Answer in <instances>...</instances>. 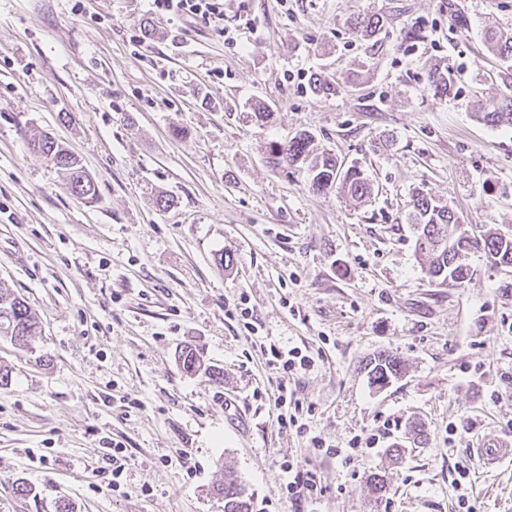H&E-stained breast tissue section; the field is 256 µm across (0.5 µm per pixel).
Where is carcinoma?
Returning <instances> with one entry per match:
<instances>
[{
  "label": "carcinoma",
  "mask_w": 512,
  "mask_h": 512,
  "mask_svg": "<svg viewBox=\"0 0 512 512\" xmlns=\"http://www.w3.org/2000/svg\"><path fill=\"white\" fill-rule=\"evenodd\" d=\"M443 8L448 10V19L457 29H468V18L455 0H447ZM352 26L355 35L369 39L380 33L384 21L379 16H364L354 19ZM483 44L487 56L499 60L504 66L498 69L490 83V89L498 95V102L493 109L478 113V117L492 126L512 128V31L488 28L484 32ZM428 84L433 95L442 98L448 96L453 80L449 73L435 68L428 73ZM309 144L310 137L301 134L279 148L278 154L287 162L296 163L307 152ZM32 147L54 165L68 171L73 196L86 204L98 201L91 177L58 142L47 134H41L33 137ZM310 188L316 193L335 189L356 202L363 201L371 193L370 184L359 167L350 166L342 172L336 158L331 155L323 156L310 180ZM410 223L416 231V252L425 262L429 277L440 285L451 283L461 286L469 277L467 263L455 264L448 259L450 247L464 254L473 247H480L494 264L512 267V236L506 238L495 232L473 239L461 230L459 217L451 209L437 205L433 198L422 192L415 195ZM39 333L37 316L27 302L0 288V336L24 350L30 348L32 339ZM179 360L187 373L211 372L200 353L193 348L181 351ZM366 368L369 384L380 389L404 373L403 362L387 354L373 358ZM215 492L224 498V512H253L252 497L246 493L235 471L224 470V481L216 486Z\"/></svg>",
  "instance_id": "1"
}]
</instances>
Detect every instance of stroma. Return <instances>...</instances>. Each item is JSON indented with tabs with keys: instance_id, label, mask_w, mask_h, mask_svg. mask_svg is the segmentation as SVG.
I'll return each mask as SVG.
<instances>
[{
	"instance_id": "1",
	"label": "stroma",
	"mask_w": 512,
	"mask_h": 512,
	"mask_svg": "<svg viewBox=\"0 0 512 512\" xmlns=\"http://www.w3.org/2000/svg\"><path fill=\"white\" fill-rule=\"evenodd\" d=\"M457 2L469 32L441 0H224L225 26L257 21L236 45L147 16L146 0H0V288L41 322L30 350L0 337V512L62 499L73 512H224L214 489L228 466L253 512H461L463 493L473 512H512V462L488 472L470 449L512 437V267L474 250L469 281L438 285L408 220L422 192L470 234L512 233V128L479 118L493 106L481 32L512 29V0ZM370 14L381 32L351 35L347 20ZM143 22L153 36L138 47ZM178 27L181 48L164 38ZM433 66L455 76L442 100ZM315 73L331 92L311 91ZM40 133L79 157L97 203L31 149ZM302 133L306 163L275 155ZM325 152L364 170L369 198L310 189ZM263 343L314 358L287 382L309 434L278 423ZM187 346L212 373L184 372ZM380 353L405 370L376 390L365 365ZM356 436L371 448H350ZM107 439L128 457L120 494L106 487ZM286 461L316 470L317 500L282 494Z\"/></svg>"
}]
</instances>
